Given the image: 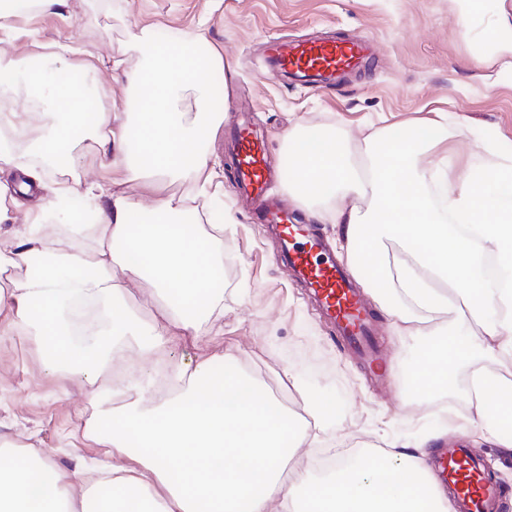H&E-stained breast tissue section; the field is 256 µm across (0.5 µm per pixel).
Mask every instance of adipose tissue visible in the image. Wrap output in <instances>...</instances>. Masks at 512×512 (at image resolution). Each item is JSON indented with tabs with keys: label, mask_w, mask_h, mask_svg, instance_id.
<instances>
[{
	"label": "adipose tissue",
	"mask_w": 512,
	"mask_h": 512,
	"mask_svg": "<svg viewBox=\"0 0 512 512\" xmlns=\"http://www.w3.org/2000/svg\"><path fill=\"white\" fill-rule=\"evenodd\" d=\"M199 34L162 44L150 31L132 44L143 66L125 76L137 89L136 123L86 90L65 86L73 47L59 41L45 57L0 55V71L28 84L46 112H4L0 165L18 171L19 189L0 181V340L28 336L44 369L58 379L80 377L98 410L86 435L132 455L76 484L75 471L32 447L0 442V512H448L450 500L426 462L433 438L411 440L410 451L359 450L319 472L316 448L335 411L323 395L306 392L295 411L232 352L203 353L166 367L167 391L156 364L123 365L122 342L142 337L155 354L175 340H216L224 295L215 286L218 262L209 237L186 221L171 199L143 206L128 183L181 180L200 187L214 171L202 145L223 115L212 103L215 84L234 69L217 52L198 54ZM194 97L193 112L181 104ZM92 131L110 183L86 187L97 218L95 246L72 236H48L45 226L17 223V192L44 191V207L69 219L73 186L51 180L57 158ZM37 135L41 161L14 144ZM439 122L393 126L351 144L332 131L286 133L288 192L320 202L312 218L337 227L336 244L352 268H366L368 286L395 336L424 334L410 383L418 391L455 387L468 375L466 412L457 432L512 449V158L491 168L440 175L416 159L424 145L446 140ZM400 243L397 255L387 245ZM151 285L155 312L147 323L121 304L126 282ZM297 461L304 476L288 477Z\"/></svg>",
	"instance_id": "ef3b65f1"
}]
</instances>
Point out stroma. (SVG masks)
Here are the masks:
<instances>
[{"instance_id": "obj_1", "label": "stroma", "mask_w": 512, "mask_h": 512, "mask_svg": "<svg viewBox=\"0 0 512 512\" xmlns=\"http://www.w3.org/2000/svg\"><path fill=\"white\" fill-rule=\"evenodd\" d=\"M502 7L512 11V0H486L483 12L464 25L457 0H66L61 11L18 20L12 33L0 35V50L35 57L65 39L78 49L76 62L104 60L149 25L163 43L200 32L233 62L237 75L223 125L205 146L220 188L202 195L175 182L161 192L185 213L199 212L217 233L214 244L224 254L221 349L234 352L248 373L294 406H301L303 388L329 398L336 412L333 451L344 456L381 445L386 435L436 433L439 418L460 409L451 396L405 387L401 374L373 378L341 345L309 290L281 262L270 226L257 223L239 198L224 129L245 118L264 137L276 174L272 191L282 197L288 194L282 137L296 125L359 142L393 125L444 119L448 139L424 154L422 164L446 151L460 171L493 166L512 156V61L485 50L488 27ZM332 34L367 39L373 51L365 67L336 86L290 85L266 63L271 39ZM142 65L128 50L126 69ZM375 320L390 358L401 369H417L427 337L399 342L384 315ZM95 416L79 380L64 383L47 373L30 339L0 341V437L31 445L61 465L89 464L102 453L83 435ZM466 445L489 462L505 491L499 512H512V454L471 437Z\"/></svg>"}]
</instances>
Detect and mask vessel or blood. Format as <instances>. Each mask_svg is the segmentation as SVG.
I'll list each match as a JSON object with an SVG mask.
<instances>
[{
  "label": "vessel or blood",
  "mask_w": 512,
  "mask_h": 512,
  "mask_svg": "<svg viewBox=\"0 0 512 512\" xmlns=\"http://www.w3.org/2000/svg\"><path fill=\"white\" fill-rule=\"evenodd\" d=\"M370 55L368 43L345 37L268 42L266 60L285 77L325 86L359 68ZM237 175L246 194L261 196L266 187L265 147L253 140L246 128L235 133ZM264 218L282 244L283 260L319 302L339 337L374 369L384 367L376 343L377 329L362 304L350 275L341 269L315 235L291 224L288 213L272 202L264 204ZM438 465L454 494L458 512H496L499 485L489 480L481 464L467 451L462 438L440 448Z\"/></svg>",
  "instance_id": "obj_1"
}]
</instances>
